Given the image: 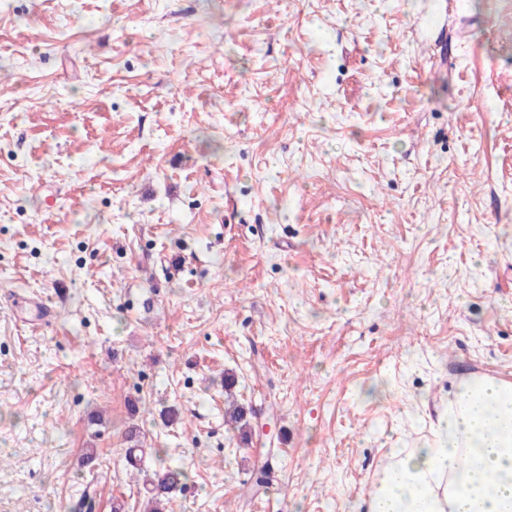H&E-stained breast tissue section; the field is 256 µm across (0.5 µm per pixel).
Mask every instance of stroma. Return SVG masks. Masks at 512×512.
Instances as JSON below:
<instances>
[{
  "mask_svg": "<svg viewBox=\"0 0 512 512\" xmlns=\"http://www.w3.org/2000/svg\"><path fill=\"white\" fill-rule=\"evenodd\" d=\"M508 276L512 0H0V512H365ZM233 378L231 375L224 376V394H225V409H224V421L229 425L241 424V426L247 425L246 412L243 407L239 406L233 398L231 388L233 386ZM183 471L178 468H163L145 474L144 485L147 488V505L150 512H163L165 504L178 489Z\"/></svg>",
  "mask_w": 512,
  "mask_h": 512,
  "instance_id": "obj_1",
  "label": "stroma"
}]
</instances>
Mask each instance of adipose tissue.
Wrapping results in <instances>:
<instances>
[{"label": "adipose tissue", "instance_id": "1", "mask_svg": "<svg viewBox=\"0 0 512 512\" xmlns=\"http://www.w3.org/2000/svg\"><path fill=\"white\" fill-rule=\"evenodd\" d=\"M365 512H512V384L462 381L433 438L377 473Z\"/></svg>", "mask_w": 512, "mask_h": 512}]
</instances>
